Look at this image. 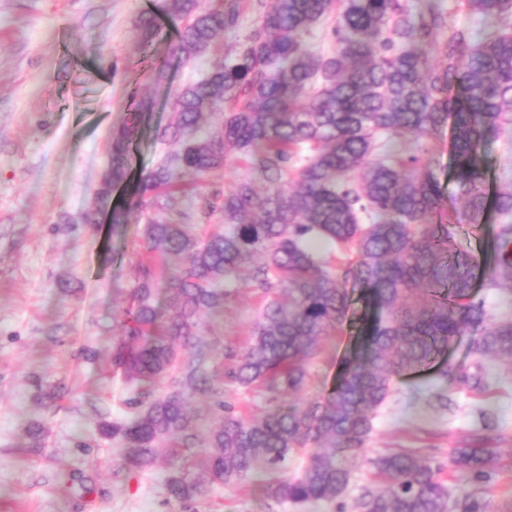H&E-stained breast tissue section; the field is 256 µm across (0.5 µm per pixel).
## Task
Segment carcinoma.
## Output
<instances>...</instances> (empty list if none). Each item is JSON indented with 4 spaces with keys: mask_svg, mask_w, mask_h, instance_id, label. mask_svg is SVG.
Segmentation results:
<instances>
[{
    "mask_svg": "<svg viewBox=\"0 0 512 512\" xmlns=\"http://www.w3.org/2000/svg\"><path fill=\"white\" fill-rule=\"evenodd\" d=\"M466 2L489 30H448L445 0L418 10L412 0H270L235 55L173 93L159 138L180 148L130 193L136 211H159L145 224L144 264L112 355L131 412L102 434L135 468L153 464L165 443L175 449L167 493L187 512L202 495L184 472L189 460L211 485L260 479L278 501L336 502L393 379L435 364L461 336L470 337L474 369L448 365L443 378L483 390L488 364L512 378V315L473 294L477 280L512 283V179L489 188L481 162L512 123V0ZM159 10L181 22L172 52L185 64L240 17L239 0L208 11L198 0H162ZM321 24L330 52L304 40ZM131 99L97 194L106 207L127 182L130 147L154 108L150 98ZM216 113L222 122L204 127ZM448 125L462 206L445 212L433 142ZM230 148L249 174L203 199L204 214L223 224L195 235L182 223L184 197L171 188L185 171L226 164ZM490 209L499 217L496 256L482 265L459 238L465 225L483 227ZM241 283L261 290L265 303L226 368L203 331ZM357 300L373 308L362 354L345 360L328 393L300 397L321 341L345 331ZM226 379L261 389L263 415L246 420L224 401ZM195 394L211 400L217 418L205 430L187 410ZM299 455L307 465L288 474ZM452 462L487 482L498 456L459 448ZM371 464L380 485L352 512H448V487L430 462L399 449Z\"/></svg>",
    "mask_w": 512,
    "mask_h": 512,
    "instance_id": "obj_1",
    "label": "carcinoma"
}]
</instances>
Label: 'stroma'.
Instances as JSON below:
<instances>
[{
	"instance_id": "stroma-1",
	"label": "stroma",
	"mask_w": 512,
	"mask_h": 512,
	"mask_svg": "<svg viewBox=\"0 0 512 512\" xmlns=\"http://www.w3.org/2000/svg\"><path fill=\"white\" fill-rule=\"evenodd\" d=\"M160 0H0V512H183L169 498L166 455L129 467L122 448L103 438L102 422L123 419L128 396L112 366L115 316L128 307L139 277L145 221L131 213L120 235L108 218L84 220L110 160V135L130 110V95L157 109L130 157V182L175 151L158 140L168 99L238 50L253 30L260 0H242L237 30L219 35L195 63L171 54L177 21L164 17L151 43L138 20ZM168 65L167 84L152 72ZM247 169L233 158L188 178L189 199L224 193ZM263 305L243 286L204 334L220 348L249 339ZM357 328L326 339L309 394L328 389L358 346ZM484 392L455 388L447 407L432 395L438 369L396 378L342 496L352 505L376 477L371 458L407 449L438 465L451 498L473 495L487 512H512V380ZM41 385H34V378ZM39 444L26 435L31 423ZM490 426L504 434L494 478L476 483L449 461L452 449ZM199 512H330L268 498L255 481L209 486Z\"/></svg>"
}]
</instances>
